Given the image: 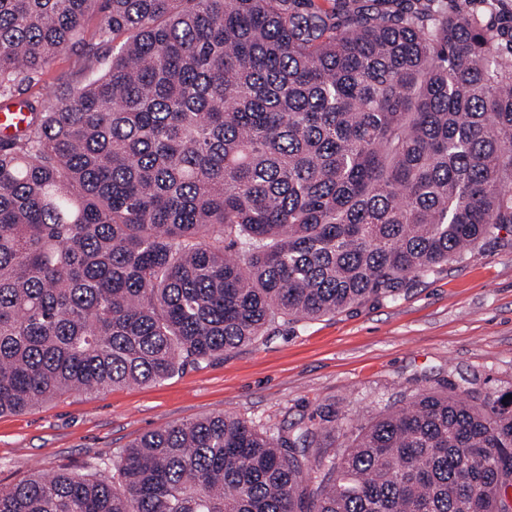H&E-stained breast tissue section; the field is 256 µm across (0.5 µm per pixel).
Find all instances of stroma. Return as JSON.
<instances>
[{
    "instance_id": "obj_1",
    "label": "stroma",
    "mask_w": 512,
    "mask_h": 512,
    "mask_svg": "<svg viewBox=\"0 0 512 512\" xmlns=\"http://www.w3.org/2000/svg\"><path fill=\"white\" fill-rule=\"evenodd\" d=\"M68 48L19 86L46 100L94 77ZM454 382L479 397L512 391V247L487 243L417 279L397 301L370 299L291 324L159 384L65 394L0 416V490L42 471L82 474L144 433L226 413L264 428L336 414L351 430Z\"/></svg>"
}]
</instances>
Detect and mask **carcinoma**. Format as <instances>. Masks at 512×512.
<instances>
[{
    "mask_svg": "<svg viewBox=\"0 0 512 512\" xmlns=\"http://www.w3.org/2000/svg\"><path fill=\"white\" fill-rule=\"evenodd\" d=\"M496 2L0 0V97L112 46L0 135V415L161 383L512 238ZM335 434L334 412L206 416L21 479L0 512H512L504 393L428 391L322 452ZM81 48H67L56 56L31 79L19 84V99L46 100L53 91H57L60 82H66L72 89L85 85L89 79L98 74L100 65L93 70L87 68L82 57ZM97 67H99L97 69Z\"/></svg>",
    "mask_w": 512,
    "mask_h": 512,
    "instance_id": "cac0c4a2",
    "label": "carcinoma"
}]
</instances>
